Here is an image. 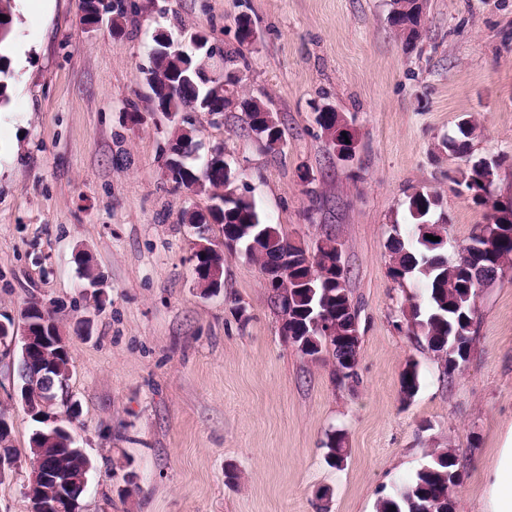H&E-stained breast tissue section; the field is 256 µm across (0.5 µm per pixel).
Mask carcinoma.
Listing matches in <instances>:
<instances>
[{
  "label": "carcinoma",
  "instance_id": "obj_1",
  "mask_svg": "<svg viewBox=\"0 0 512 512\" xmlns=\"http://www.w3.org/2000/svg\"><path fill=\"white\" fill-rule=\"evenodd\" d=\"M151 73L156 84L149 86V99L156 100L160 106L182 111L204 97L221 100V87L213 83L202 67L196 71L190 69L182 76L179 74V59L158 53L153 56ZM244 108L249 130L265 135L273 128L275 141L283 140L284 132L268 108L253 99L246 101ZM320 120L321 128L331 134L341 136L345 133L347 123L339 113L323 112ZM473 131L475 126L472 124L466 127L457 125L445 146L454 158L471 155L469 166L456 170L451 181L463 188L475 205L487 210L486 223L480 225L473 236H487V244L492 246V251H474L472 261L465 266L456 260L447 264L438 261L437 256L441 251L429 249L426 239L428 234L438 237L447 230L445 225L433 219L434 215L442 212L441 198L436 193H416L410 197L409 221L417 233L409 245L396 239L388 245L393 256L390 275L394 280L399 281L413 273L422 276L427 297L426 311H421L416 304L410 306L405 317L406 329L414 336L424 338L433 352L439 350L444 342H452L457 331L462 342L472 347L476 324L475 290L467 287V282L473 276L492 280L512 265V221L506 226L493 222L495 213L506 211V207L497 195L485 190V185H495L497 168L488 170L477 164L478 157L471 150L470 133ZM174 183L188 190L204 191L209 199L224 202L210 215L215 223L232 229L238 238V245L244 248L251 262L264 269L276 260L283 249L285 236L265 219L253 201L239 197L235 180L224 172V168L207 164L199 166L186 159ZM313 286L318 295L327 288L334 292L336 336L345 335L357 324V314L346 287L339 286L337 282L332 284L328 279H317ZM310 292L309 288H297L292 292L298 332L305 321L303 313L311 305ZM45 360L53 366L57 383L72 366L67 350L50 349ZM419 388L417 364L409 362L402 375V389L416 394ZM28 463L31 473L45 469L59 472L68 480L71 488L84 493L85 477L91 469V461L68 437L63 436L54 443H48L41 436L32 434ZM455 467L450 454L441 452L435 455L427 464V469L417 471L411 482L400 488L401 494L394 493L380 501L379 512H419V507L429 499L436 503L435 512H448V474L455 472Z\"/></svg>",
  "mask_w": 512,
  "mask_h": 512
}]
</instances>
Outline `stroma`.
Listing matches in <instances>:
<instances>
[{
	"label": "stroma",
	"instance_id": "35a3bbf8",
	"mask_svg": "<svg viewBox=\"0 0 512 512\" xmlns=\"http://www.w3.org/2000/svg\"><path fill=\"white\" fill-rule=\"evenodd\" d=\"M128 2L120 19L101 0L89 24L83 0H15L0 108V315L32 300L54 308L73 361L62 397L80 408L71 431L92 462L83 512H378L440 452L463 473L460 512H478L512 424V268L478 290L473 350L450 377L425 341L395 329L426 296L418 276L390 277L388 241L411 237L419 191L442 197L447 257L484 223L448 180L460 162L443 142L461 118L512 195V0H427L410 37L389 22L392 0ZM243 16L257 31L244 46ZM158 30L205 32L217 71L243 50L240 85L283 141L266 149L235 104L222 123L193 112L183 127L199 157L217 149L240 169L239 193L284 236L309 250L335 236L358 313L356 382L334 380L331 353L313 361L286 343L243 249L225 251L219 294L198 284V235L183 217L210 200L163 173L175 123L134 126L125 112L144 101ZM318 104L355 129L352 160L333 155ZM410 361L421 386L408 400ZM18 384L17 356L0 357V412L23 455L36 424L12 398ZM334 431L347 448L338 468L325 459Z\"/></svg>",
	"mask_w": 512,
	"mask_h": 512
}]
</instances>
